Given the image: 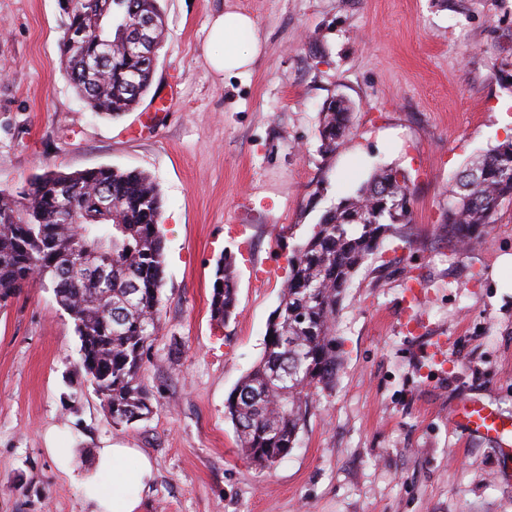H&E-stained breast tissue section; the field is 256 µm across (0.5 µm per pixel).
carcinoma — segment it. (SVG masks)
<instances>
[{"mask_svg":"<svg viewBox=\"0 0 512 512\" xmlns=\"http://www.w3.org/2000/svg\"><path fill=\"white\" fill-rule=\"evenodd\" d=\"M58 4L65 33L61 64L75 92L97 115L116 119L136 109L152 89L157 60L128 53L125 41L135 19L151 15V38L162 47L160 0H110L103 20L72 0ZM349 115L344 100L325 106L319 130L324 152H336ZM102 197L112 199V217L99 220L91 205ZM506 201H512V139L455 176L444 223L459 250L488 238ZM161 212L160 192L147 174L110 166L48 170L15 192L0 191V303L34 280L52 289L79 336L78 370L115 428L153 412L142 369L150 342L163 330ZM412 221L407 179L388 166L326 211L293 247L262 356L226 403L245 459L270 467L294 448L317 398L336 382L335 315L346 288L383 240ZM93 246L107 253L104 262L85 257ZM235 278V258L221 255L209 303L219 324L235 309Z\"/></svg>","mask_w":512,"mask_h":512,"instance_id":"carcinoma-1","label":"carcinoma"}]
</instances>
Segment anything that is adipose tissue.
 <instances>
[{
	"instance_id": "adipose-tissue-1",
	"label": "adipose tissue",
	"mask_w": 512,
	"mask_h": 512,
	"mask_svg": "<svg viewBox=\"0 0 512 512\" xmlns=\"http://www.w3.org/2000/svg\"><path fill=\"white\" fill-rule=\"evenodd\" d=\"M208 42L215 45L208 63L218 74L251 70L261 55V41L254 20L247 14L228 10L216 14L209 25ZM99 469L110 479L106 493H99L95 476H76L74 482L96 512H137L145 488L152 476L150 461L133 448H102L97 454Z\"/></svg>"
}]
</instances>
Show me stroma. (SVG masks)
I'll return each mask as SVG.
<instances>
[{
    "instance_id": "1",
    "label": "stroma",
    "mask_w": 512,
    "mask_h": 512,
    "mask_svg": "<svg viewBox=\"0 0 512 512\" xmlns=\"http://www.w3.org/2000/svg\"><path fill=\"white\" fill-rule=\"evenodd\" d=\"M153 91L94 116L59 63L58 0H0V189L47 170L151 176L162 197L164 328L143 372L155 411L113 429L75 370L80 341L50 289L0 306V512H92L65 465L134 448L153 478L140 512H512V454L453 417L475 398L512 419V206L458 252L456 174L512 138V0H161ZM237 9L263 42L216 74L208 21ZM351 106L324 152L320 111ZM413 190L412 224L354 276L337 314L342 367L288 457L243 459L226 400L260 358L293 245L375 169ZM233 253L237 306L210 317ZM416 276L408 290V276Z\"/></svg>"
}]
</instances>
